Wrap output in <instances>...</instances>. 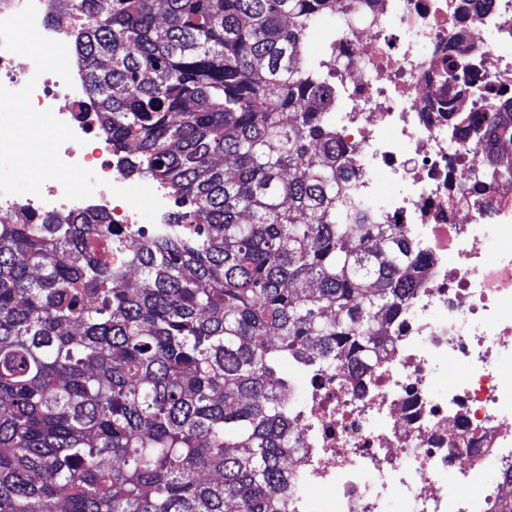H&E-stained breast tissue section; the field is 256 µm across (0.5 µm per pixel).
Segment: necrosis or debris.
Returning a JSON list of instances; mask_svg holds the SVG:
<instances>
[{
    "label": "necrosis or debris",
    "mask_w": 512,
    "mask_h": 512,
    "mask_svg": "<svg viewBox=\"0 0 512 512\" xmlns=\"http://www.w3.org/2000/svg\"><path fill=\"white\" fill-rule=\"evenodd\" d=\"M334 16L329 109L355 177L350 202L400 224L420 258L410 301L359 376L304 359L288 415L300 437L287 512H505L512 506V0H352ZM74 131L61 158L103 179L0 195V217L98 209L142 216L81 78L36 74L0 48V85ZM498 113L500 126L484 117ZM503 165H493V158Z\"/></svg>",
    "instance_id": "necrosis-or-debris-1"
}]
</instances>
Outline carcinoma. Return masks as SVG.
I'll return each mask as SVG.
<instances>
[{
    "mask_svg": "<svg viewBox=\"0 0 512 512\" xmlns=\"http://www.w3.org/2000/svg\"><path fill=\"white\" fill-rule=\"evenodd\" d=\"M69 2L102 133L175 210L0 220V512H285L277 368L373 359L412 290L308 53L341 0Z\"/></svg>",
    "mask_w": 512,
    "mask_h": 512,
    "instance_id": "1",
    "label": "carcinoma"
}]
</instances>
